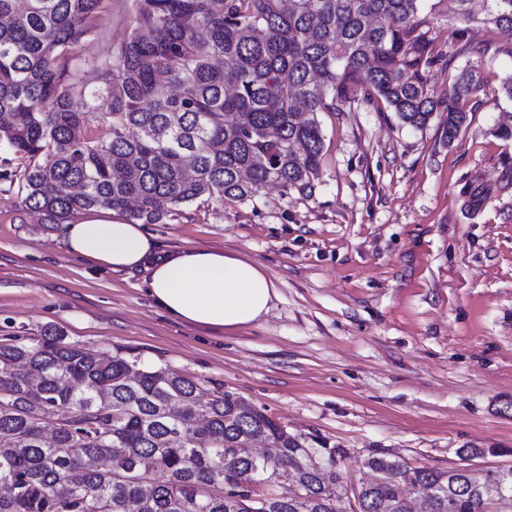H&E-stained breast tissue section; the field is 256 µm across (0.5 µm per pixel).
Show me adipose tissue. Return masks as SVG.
<instances>
[{"label": "adipose tissue", "mask_w": 512, "mask_h": 512, "mask_svg": "<svg viewBox=\"0 0 512 512\" xmlns=\"http://www.w3.org/2000/svg\"><path fill=\"white\" fill-rule=\"evenodd\" d=\"M69 254L115 271L144 269L154 303L175 321L208 330H233L263 319L278 297L263 265L208 248L160 252L143 225L109 211L66 224Z\"/></svg>", "instance_id": "ef3b65f1"}]
</instances>
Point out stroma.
Returning a JSON list of instances; mask_svg holds the SVG:
<instances>
[{"label": "stroma", "mask_w": 512, "mask_h": 512, "mask_svg": "<svg viewBox=\"0 0 512 512\" xmlns=\"http://www.w3.org/2000/svg\"><path fill=\"white\" fill-rule=\"evenodd\" d=\"M135 0L112 10L81 47L123 42ZM431 36L448 62L441 95L467 64L483 85L444 141L440 117L400 126L383 100L319 113L324 151L311 190L269 186L245 202L203 197L147 225L165 250L208 247L262 264L279 297L255 325L211 333L166 316L141 271L69 255L63 230L0 194V337L43 327L108 354L139 356L229 391L315 448H341L349 485L376 453L412 466L512 465V35L454 19ZM463 31L455 40L452 30ZM491 44L475 60L468 46Z\"/></svg>", "instance_id": "stroma-1"}]
</instances>
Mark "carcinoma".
I'll list each match as a JSON object with an SVG mask.
<instances>
[{
	"label": "carcinoma",
	"mask_w": 512,
	"mask_h": 512,
	"mask_svg": "<svg viewBox=\"0 0 512 512\" xmlns=\"http://www.w3.org/2000/svg\"><path fill=\"white\" fill-rule=\"evenodd\" d=\"M443 0H136L132 31L90 59L79 54L112 0H0V193L17 191L43 225L108 209L162 224L207 196L253 199L268 185L303 192L318 178V113L358 97L385 101L401 125L443 113L453 142L479 90L464 66L437 98L442 65L430 27ZM455 0V14L512 35V0ZM108 123L102 136L82 133ZM21 165L13 166V159ZM35 371L32 392L21 369ZM181 418L205 427H178ZM262 447L240 452L250 440ZM96 461L71 480L76 456ZM233 467L224 470V459ZM339 448H310L231 392L203 401L166 365L107 357L47 326L0 338V512H338ZM365 466L362 512H407L405 487L429 512H483L470 477L383 455ZM512 512V466L489 469Z\"/></svg>",
	"instance_id": "obj_1"
}]
</instances>
